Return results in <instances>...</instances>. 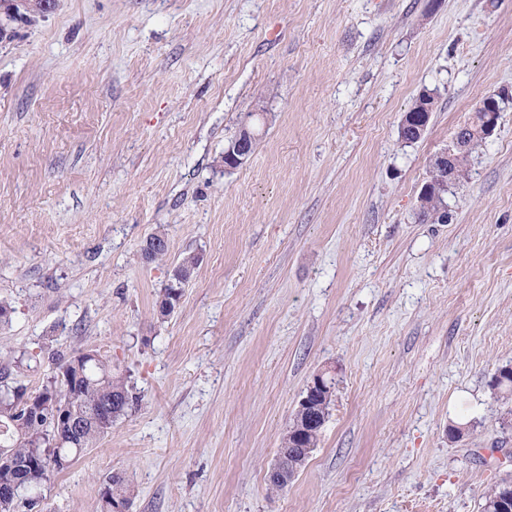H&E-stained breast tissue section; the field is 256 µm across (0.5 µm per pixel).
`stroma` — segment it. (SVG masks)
<instances>
[{
    "mask_svg": "<svg viewBox=\"0 0 512 512\" xmlns=\"http://www.w3.org/2000/svg\"><path fill=\"white\" fill-rule=\"evenodd\" d=\"M0 42V364L96 351L138 409L42 512H481L512 475V0H58ZM436 94L424 137L398 124ZM503 93L468 177L430 162ZM257 146L224 170L242 117ZM164 261L142 257L156 228ZM198 264L174 312L172 267ZM295 480L266 475L314 375ZM462 427L453 439L449 428ZM324 373H318L316 374L310 384L308 385L306 394L302 399L300 400V410L302 413V425L304 427H309L308 429L311 430V432L305 433V435L300 438H295V433L300 429V419H299V412L295 411L294 416L292 418V421L288 425V429L286 433L283 435L281 440V446H280V452L284 455L285 458L288 460V471L286 472L285 477L282 481V475L286 468L285 460L277 454L276 461L274 465L271 467L268 478L271 480L268 483L272 484V482H281V484L276 486H269L268 489L271 492H278L279 490L284 489L288 486V483H290L293 479L290 477L296 473L301 471V469L305 466V463L307 462L308 458L310 457V454L317 448L321 430L329 416V409L330 405L332 403V397L333 392L331 394L327 393L326 391H318L317 390H328L329 392L332 391V388H334L335 385V379H331V386L325 385ZM317 392V394L314 396L312 403H313V409L311 414L315 417L313 419V416L311 417L315 423V426L313 425V421L309 419L308 415L309 413V407L311 406V397ZM312 426V427H310ZM293 447H303L299 448L297 451L292 453H289L288 455V448ZM288 474H291V476H288ZM296 475V476H297Z\"/></svg>",
    "mask_w": 512,
    "mask_h": 512,
    "instance_id": "1",
    "label": "stroma"
}]
</instances>
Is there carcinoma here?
I'll return each mask as SVG.
<instances>
[{"instance_id": "cac0c4a2", "label": "carcinoma", "mask_w": 512, "mask_h": 512, "mask_svg": "<svg viewBox=\"0 0 512 512\" xmlns=\"http://www.w3.org/2000/svg\"><path fill=\"white\" fill-rule=\"evenodd\" d=\"M194 261L185 257L173 270L170 280L185 285L192 277ZM40 394L45 397L48 409L67 403L83 415L82 426L72 432L62 430V453L74 460L87 449L94 447L108 433L112 425L138 407V398L131 393L124 378L112 374V365L106 358L90 362L82 370V378L76 382L62 380L58 386L43 387ZM312 415L314 426L297 439L295 433L300 429L299 413H294L286 433L281 440L280 452L288 460V475L281 484L270 487L277 492L288 486L290 475L299 473L305 466L310 454L317 448L321 430L329 416L332 395L319 391L314 396ZM52 431L51 420L43 416L32 418L25 415L10 401L0 405V448L12 449L13 457L20 463L30 459L34 451L46 445ZM57 469L48 467L43 471H17L0 469V483L20 482L32 488L48 480ZM112 486V496L129 504L135 497L133 486L123 478L112 475L108 478ZM512 509V479H504L484 495L482 512H509Z\"/></svg>"}]
</instances>
